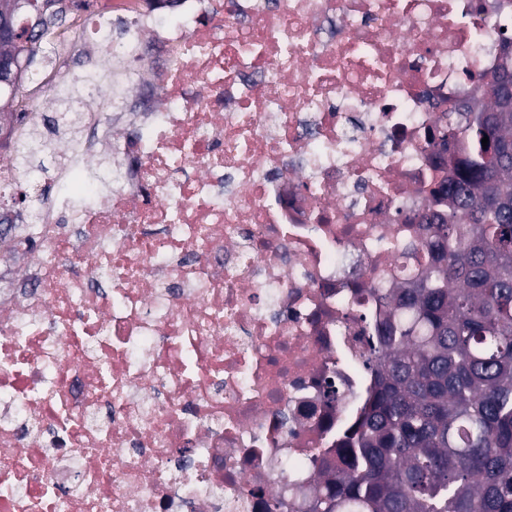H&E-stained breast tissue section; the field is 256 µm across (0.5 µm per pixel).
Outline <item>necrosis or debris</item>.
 I'll use <instances>...</instances> for the list:
<instances>
[{
    "instance_id": "necrosis-or-debris-1",
    "label": "necrosis or debris",
    "mask_w": 512,
    "mask_h": 512,
    "mask_svg": "<svg viewBox=\"0 0 512 512\" xmlns=\"http://www.w3.org/2000/svg\"><path fill=\"white\" fill-rule=\"evenodd\" d=\"M36 50L121 93L74 108L55 192L0 135L38 223L0 290V512H296L369 395L375 290L484 106L512 0H89ZM338 387L323 396L325 381Z\"/></svg>"
}]
</instances>
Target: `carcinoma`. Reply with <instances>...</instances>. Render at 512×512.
<instances>
[{
  "label": "carcinoma",
  "instance_id": "obj_1",
  "mask_svg": "<svg viewBox=\"0 0 512 512\" xmlns=\"http://www.w3.org/2000/svg\"><path fill=\"white\" fill-rule=\"evenodd\" d=\"M501 47L489 104L438 128L448 210L379 289L372 393L312 512H512V35Z\"/></svg>",
  "mask_w": 512,
  "mask_h": 512
}]
</instances>
